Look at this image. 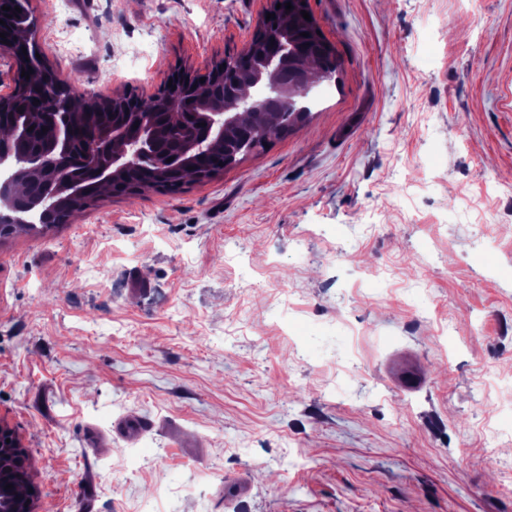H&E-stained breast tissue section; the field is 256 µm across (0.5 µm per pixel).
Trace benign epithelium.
<instances>
[{"mask_svg": "<svg viewBox=\"0 0 512 512\" xmlns=\"http://www.w3.org/2000/svg\"><path fill=\"white\" fill-rule=\"evenodd\" d=\"M5 5L12 10H1ZM15 6L21 11L13 10ZM37 25V18L24 9L23 0H0V33H5V37H0V50L13 60L16 74L13 95L0 99V128L4 129L0 135V167L9 170V175L0 179V224H25L24 215L33 211L42 215L47 224L67 223L58 209L62 202L91 200L89 188L72 179L71 169L76 162L93 168L97 183L109 188L131 167L161 172L168 177L183 175L193 162L206 159L210 174L222 170L215 152L224 148V127L232 111L224 104V98L202 94L200 90L217 80L224 81L223 63L227 59L213 63L203 73H174L172 83H163L150 96L118 94L106 101L88 97L86 103L95 111V119L81 124L80 113L73 111L64 97L61 81L45 64L38 63V51L32 39ZM29 69L33 73L27 80L21 73ZM286 70L287 48L272 51L264 67L239 88L237 111L252 112L256 102L262 100L286 103L313 82L305 75L299 83H290L284 76ZM160 94L164 95L165 111L193 115L192 123H183L176 131L180 150L164 155L156 151L154 125L139 119H114L117 112L140 114L142 103ZM15 109L46 128L45 147L38 150L22 147L28 128L11 124L5 118L6 113ZM77 139L82 153L75 161L71 145ZM31 180L42 181L45 194L39 199L25 200L21 187ZM26 472L27 460L16 434L0 421V485L5 487ZM37 498L36 488L20 502L1 497L0 512H36Z\"/></svg>", "mask_w": 512, "mask_h": 512, "instance_id": "1", "label": "benign epithelium"}]
</instances>
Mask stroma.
<instances>
[{
	"label": "stroma",
	"mask_w": 512,
	"mask_h": 512,
	"mask_svg": "<svg viewBox=\"0 0 512 512\" xmlns=\"http://www.w3.org/2000/svg\"><path fill=\"white\" fill-rule=\"evenodd\" d=\"M271 5L28 0L101 100L240 52ZM308 8L339 62L310 122L0 241L37 512H512V0Z\"/></svg>",
	"instance_id": "1"
}]
</instances>
